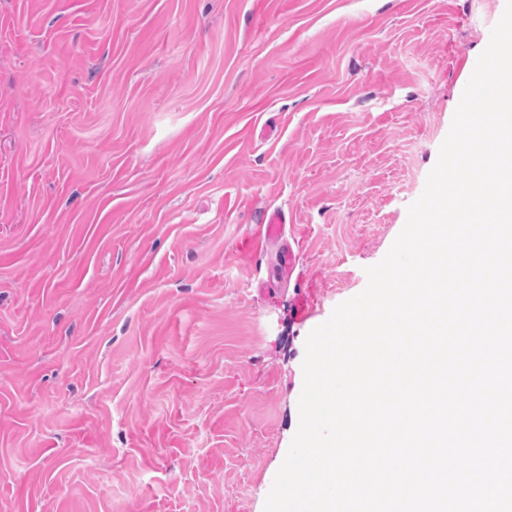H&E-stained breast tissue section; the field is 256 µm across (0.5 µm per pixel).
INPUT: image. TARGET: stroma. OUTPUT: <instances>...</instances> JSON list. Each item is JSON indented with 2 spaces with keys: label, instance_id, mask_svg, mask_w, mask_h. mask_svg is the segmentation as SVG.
Returning <instances> with one entry per match:
<instances>
[{
  "label": "stroma",
  "instance_id": "obj_1",
  "mask_svg": "<svg viewBox=\"0 0 512 512\" xmlns=\"http://www.w3.org/2000/svg\"><path fill=\"white\" fill-rule=\"evenodd\" d=\"M505 6L0 0V512H264ZM285 216L282 211L275 209L267 211L263 217V223L260 224L259 240L269 242L278 238L284 228Z\"/></svg>",
  "mask_w": 512,
  "mask_h": 512
}]
</instances>
